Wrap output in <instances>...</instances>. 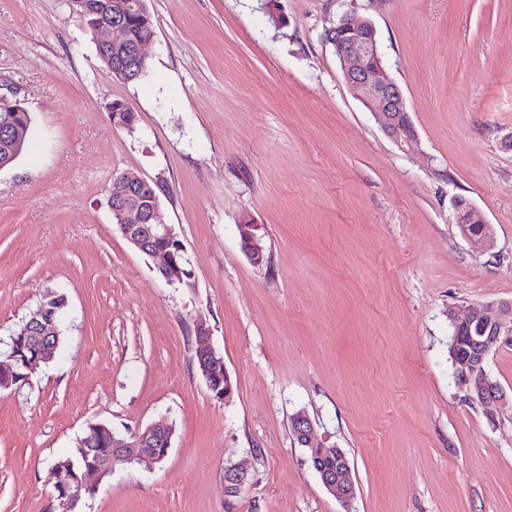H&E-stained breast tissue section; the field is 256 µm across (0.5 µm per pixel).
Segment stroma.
Returning <instances> with one entry per match:
<instances>
[{"label": "stroma", "mask_w": 512, "mask_h": 512, "mask_svg": "<svg viewBox=\"0 0 512 512\" xmlns=\"http://www.w3.org/2000/svg\"><path fill=\"white\" fill-rule=\"evenodd\" d=\"M151 70L115 79L68 0H0V94L33 117L0 170V339L64 295L53 359L0 391V512H61L50 476L89 424L165 418L159 463L116 467L76 512H512V401L466 399L450 311L512 299V0H148ZM373 22L419 146L350 92L324 31ZM137 115L114 126L113 100ZM162 187L189 283L158 277L108 207ZM492 227L464 238L454 202ZM268 256L254 265L239 226ZM206 322L234 386L193 359ZM344 451L343 509L291 434ZM251 473L235 498L224 465Z\"/></svg>", "instance_id": "35a3bbf8"}]
</instances>
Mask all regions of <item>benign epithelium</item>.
Returning <instances> with one entry per match:
<instances>
[{"label": "benign epithelium", "mask_w": 512, "mask_h": 512, "mask_svg": "<svg viewBox=\"0 0 512 512\" xmlns=\"http://www.w3.org/2000/svg\"><path fill=\"white\" fill-rule=\"evenodd\" d=\"M101 37L97 43L102 53L118 49L124 42V28L112 23V18L100 21L96 27ZM336 50L340 59L344 80L352 94L368 107H377L386 134L401 148L412 151L418 147V138L410 119L401 87L383 76V60L376 40V29L371 21L354 14H346L336 25ZM25 111L17 99L9 100L0 96V140L6 144L18 142L24 133L23 126L14 120V113ZM142 191L151 199L140 205H133L123 198ZM154 190L149 181L129 175L117 177L111 187L108 205L113 217L118 219L117 227L123 237L141 254L147 256L156 274L168 283L184 282L190 276L187 269L186 248L178 238L172 225L165 223L160 203L153 197ZM456 224L466 237L477 236L483 241L491 238V226L469 203L460 201L456 205ZM471 224L481 225V231L472 234ZM242 247L248 258L256 265L264 262V247L254 233V225H240ZM57 307L52 300L43 301L30 312L20 337L14 339L12 349L0 359V390L18 387L29 380L41 364L52 359L58 344L55 324ZM457 332L461 333L476 325L482 339L477 342L479 359L461 355L455 357L458 384L465 388L467 398L482 404L504 403L507 394L494 388L486 361L493 347L512 343V299L490 302L475 311H467L462 318L452 317ZM197 367L205 378L214 397L227 400L233 393L231 377L224 368L223 356L210 342V330L204 322L196 325ZM294 430L300 445L309 449L307 461L312 469L322 475L321 483L336 496L344 509H349L355 496V484L350 462L338 448H324L313 444L315 433L313 423L303 412L294 415ZM110 439L111 451L86 461L78 476L62 477L58 471H51L59 480L56 488L63 499L66 510L75 508L86 492L95 488L97 481L112 472L115 465H128L143 459L161 462L169 454L173 428L165 419L150 423L144 429L120 438L104 423H92L80 447L85 456L92 453L91 446L103 437ZM336 458V470H328L321 463ZM249 471L236 464L224 466L225 492L234 493L248 485Z\"/></svg>", "instance_id": "obj_1"}]
</instances>
